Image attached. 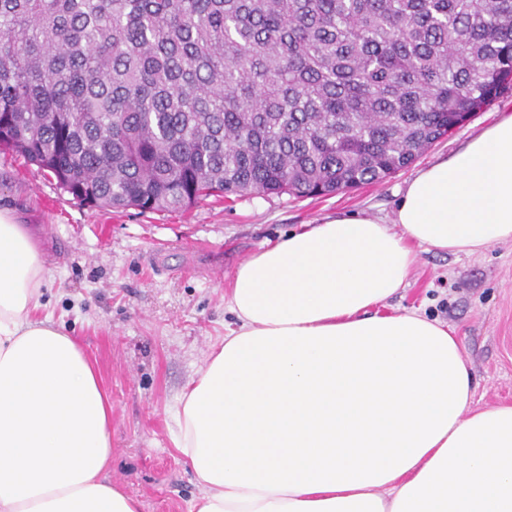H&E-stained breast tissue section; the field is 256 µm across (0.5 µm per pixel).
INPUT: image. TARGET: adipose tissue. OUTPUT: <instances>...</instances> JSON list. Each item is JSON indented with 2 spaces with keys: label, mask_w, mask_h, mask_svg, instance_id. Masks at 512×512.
Here are the masks:
<instances>
[{
  "label": "adipose tissue",
  "mask_w": 512,
  "mask_h": 512,
  "mask_svg": "<svg viewBox=\"0 0 512 512\" xmlns=\"http://www.w3.org/2000/svg\"><path fill=\"white\" fill-rule=\"evenodd\" d=\"M512 241V113L420 170L391 222L341 216L243 261L235 318L184 388L173 444L192 512H512V404L474 409L452 329L376 308L424 246ZM38 241L0 208V512H139L109 481L95 365L37 317Z\"/></svg>",
  "instance_id": "ef3b65f1"
}]
</instances>
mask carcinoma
Wrapping results in <instances>:
<instances>
[{"instance_id":"carcinoma-1","label":"carcinoma","mask_w":512,"mask_h":512,"mask_svg":"<svg viewBox=\"0 0 512 512\" xmlns=\"http://www.w3.org/2000/svg\"><path fill=\"white\" fill-rule=\"evenodd\" d=\"M512 90V0H0V146L82 202L378 183Z\"/></svg>"}]
</instances>
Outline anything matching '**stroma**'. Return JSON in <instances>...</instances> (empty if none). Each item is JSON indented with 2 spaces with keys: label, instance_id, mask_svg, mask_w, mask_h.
Instances as JSON below:
<instances>
[{
  "label": "stroma",
  "instance_id": "stroma-1",
  "mask_svg": "<svg viewBox=\"0 0 512 512\" xmlns=\"http://www.w3.org/2000/svg\"><path fill=\"white\" fill-rule=\"evenodd\" d=\"M512 110V93L474 113L412 166L382 182L321 198H215L186 211L90 206L54 176L0 149V206L40 242L50 278L39 316L75 336L112 402L108 477L141 512H191L203 493L173 446L175 407L233 316L224 285L253 253L324 218L390 219L418 169L450 157ZM416 311L459 337L479 407L512 402V241L473 255L419 248L384 313Z\"/></svg>",
  "mask_w": 512,
  "mask_h": 512
}]
</instances>
